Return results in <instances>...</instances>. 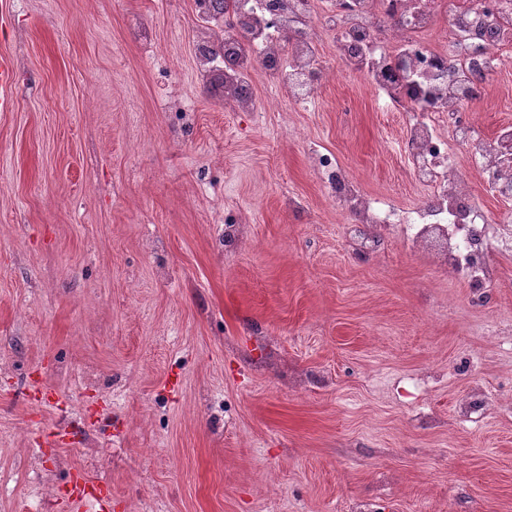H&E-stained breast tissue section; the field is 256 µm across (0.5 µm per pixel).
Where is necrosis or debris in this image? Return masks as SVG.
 I'll return each instance as SVG.
<instances>
[{
    "instance_id": "necrosis-or-debris-1",
    "label": "necrosis or debris",
    "mask_w": 512,
    "mask_h": 512,
    "mask_svg": "<svg viewBox=\"0 0 512 512\" xmlns=\"http://www.w3.org/2000/svg\"><path fill=\"white\" fill-rule=\"evenodd\" d=\"M223 66L238 79L262 72L299 104L313 102L323 68L319 47L332 35L336 62L353 72L392 111L406 118L405 152L427 199L403 208L364 195L329 154L313 166L332 199L361 226L360 248L394 234L449 277L477 292L496 283L491 256L512 251V221L492 219L470 197L473 182L512 198V128L486 138L468 108L479 79L512 67V0H234ZM447 45L435 47L433 36Z\"/></svg>"
}]
</instances>
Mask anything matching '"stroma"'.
I'll return each instance as SVG.
<instances>
[{"label":"stroma","instance_id":"35a3bbf8","mask_svg":"<svg viewBox=\"0 0 512 512\" xmlns=\"http://www.w3.org/2000/svg\"><path fill=\"white\" fill-rule=\"evenodd\" d=\"M208 34L196 0H0V512H512V255L478 299L358 256L308 150L420 204L404 116L350 74L227 111ZM471 107L512 126V70Z\"/></svg>","mask_w":512,"mask_h":512}]
</instances>
